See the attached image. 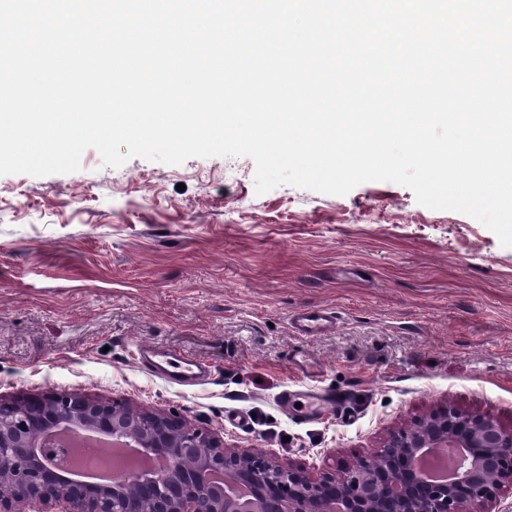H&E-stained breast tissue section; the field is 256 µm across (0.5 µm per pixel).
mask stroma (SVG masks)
I'll use <instances>...</instances> for the list:
<instances>
[{
  "label": "stroma",
  "mask_w": 512,
  "mask_h": 512,
  "mask_svg": "<svg viewBox=\"0 0 512 512\" xmlns=\"http://www.w3.org/2000/svg\"><path fill=\"white\" fill-rule=\"evenodd\" d=\"M248 157L84 151L79 171L0 175V399L67 393L177 415L314 475L438 406L512 432V248L391 182L255 192ZM336 323L300 336L290 318ZM149 346L211 365L171 384ZM314 390L306 418L284 392Z\"/></svg>",
  "instance_id": "35a3bbf8"
}]
</instances>
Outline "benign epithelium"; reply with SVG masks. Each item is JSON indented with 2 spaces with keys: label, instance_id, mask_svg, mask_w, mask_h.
<instances>
[{
  "label": "benign epithelium",
  "instance_id": "obj_1",
  "mask_svg": "<svg viewBox=\"0 0 512 512\" xmlns=\"http://www.w3.org/2000/svg\"><path fill=\"white\" fill-rule=\"evenodd\" d=\"M66 424L93 429L163 460L164 470L85 485L47 466L67 452L48 441ZM437 448L462 453L461 468L433 485L418 462ZM139 482L157 495L130 512H512L500 491H512V433L490 418L444 405L409 429L392 433L370 457L315 477L267 455L236 451L176 418L66 393L0 400V512H112L111 504Z\"/></svg>",
  "mask_w": 512,
  "mask_h": 512
}]
</instances>
